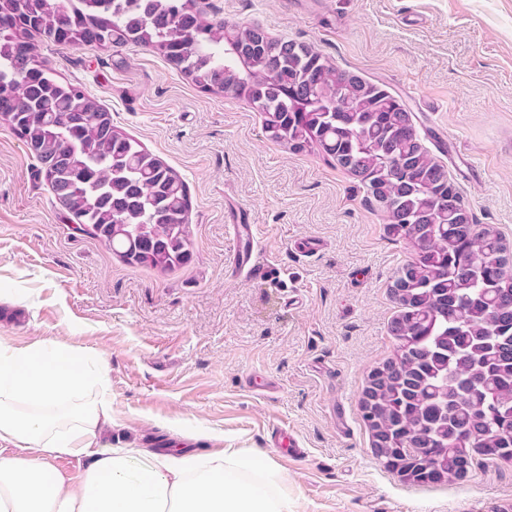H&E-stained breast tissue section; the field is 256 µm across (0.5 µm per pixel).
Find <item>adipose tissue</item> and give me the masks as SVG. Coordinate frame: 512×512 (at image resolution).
Returning <instances> with one entry per match:
<instances>
[{"mask_svg": "<svg viewBox=\"0 0 512 512\" xmlns=\"http://www.w3.org/2000/svg\"><path fill=\"white\" fill-rule=\"evenodd\" d=\"M112 395L106 367L58 342L0 340V512H293L275 464L255 469L239 449L204 457L107 448ZM61 455L90 462L78 482Z\"/></svg>", "mask_w": 512, "mask_h": 512, "instance_id": "adipose-tissue-1", "label": "adipose tissue"}]
</instances>
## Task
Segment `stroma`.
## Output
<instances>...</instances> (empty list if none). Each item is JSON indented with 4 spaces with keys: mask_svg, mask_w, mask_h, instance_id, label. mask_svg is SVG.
I'll return each mask as SVG.
<instances>
[{
    "mask_svg": "<svg viewBox=\"0 0 512 512\" xmlns=\"http://www.w3.org/2000/svg\"><path fill=\"white\" fill-rule=\"evenodd\" d=\"M385 89L411 114L476 224L512 247V0H198ZM40 58L188 188L190 257L131 265L75 231L37 161L0 123V338L101 353L118 419L108 436L161 453L224 448L274 461L294 512H512V463L409 485L376 459L360 401L393 358L397 270L415 251L362 186L319 152L267 139L245 101L203 90L136 47L34 35ZM256 227L262 274L233 278L234 227ZM255 375L266 391L245 384ZM292 431L303 457L269 442Z\"/></svg>",
    "mask_w": 512,
    "mask_h": 512,
    "instance_id": "1",
    "label": "stroma"
}]
</instances>
